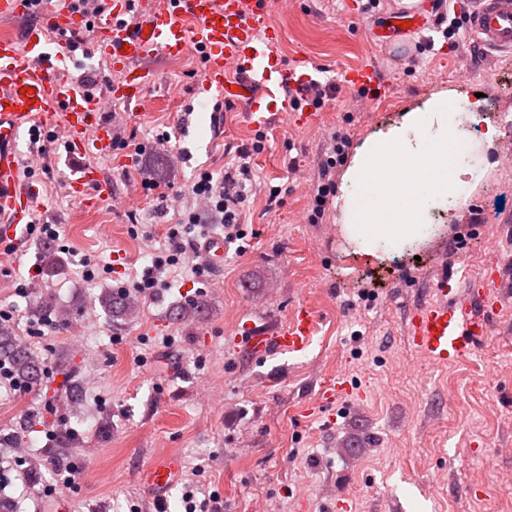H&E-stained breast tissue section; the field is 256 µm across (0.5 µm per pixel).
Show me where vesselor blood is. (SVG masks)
<instances>
[{
  "label": "vessel or blood",
  "mask_w": 512,
  "mask_h": 512,
  "mask_svg": "<svg viewBox=\"0 0 512 512\" xmlns=\"http://www.w3.org/2000/svg\"><path fill=\"white\" fill-rule=\"evenodd\" d=\"M130 0H108L111 20L91 21L83 0H0V13L27 16L31 22L22 37L0 36V239L22 244L24 231L33 217L36 188L22 180V147L36 131L56 124L65 127L64 149L79 156L108 155L114 132L101 118L97 102L90 100L80 84L67 73L73 59L69 44L47 39V27L70 33L90 31L94 46L123 71L120 83L106 91L108 100L139 104L144 90L155 83L152 60L176 58L191 46L203 58L199 79L209 98L241 104L253 126L267 124L274 112L289 113L294 124L315 122L314 112L292 111L285 90H300L315 82L314 67L303 70L283 65L274 52L280 35L271 23L267 0H143V16L130 24L125 20ZM394 22L374 31L373 37L394 47L410 32L421 31L431 19L423 0H412L393 15ZM409 21L402 29L401 21ZM470 26L481 48L488 52L512 53V0H473ZM236 78H229V71ZM353 88L375 87L377 71L369 65L345 73ZM106 194L107 185L97 168L79 167L70 182L71 192L87 208L95 199L86 197L88 187ZM500 277L460 295L455 280L442 278L439 301L422 304L410 313L408 336L414 349L436 364L448 365L474 354L487 334L499 304ZM314 330V317L299 307L291 321L271 332H248L244 344L257 355L305 349ZM182 462L164 456L143 473L145 484L158 493L175 482Z\"/></svg>",
  "instance_id": "1"
}]
</instances>
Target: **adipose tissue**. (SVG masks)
<instances>
[{"label": "adipose tissue", "instance_id": "obj_1", "mask_svg": "<svg viewBox=\"0 0 512 512\" xmlns=\"http://www.w3.org/2000/svg\"><path fill=\"white\" fill-rule=\"evenodd\" d=\"M461 138L457 108L442 92L366 141L344 175L351 187L339 216L346 235L369 255L382 240L396 247L429 205L464 197V171L448 165Z\"/></svg>", "mask_w": 512, "mask_h": 512}]
</instances>
